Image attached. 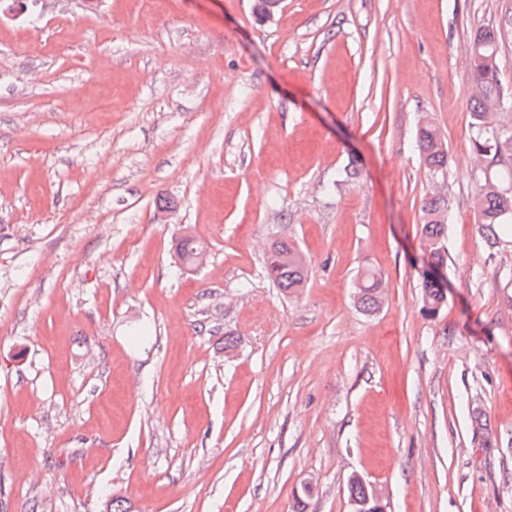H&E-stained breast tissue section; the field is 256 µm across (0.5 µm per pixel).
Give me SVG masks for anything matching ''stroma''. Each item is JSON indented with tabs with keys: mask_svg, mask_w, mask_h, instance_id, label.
<instances>
[{
	"mask_svg": "<svg viewBox=\"0 0 512 512\" xmlns=\"http://www.w3.org/2000/svg\"><path fill=\"white\" fill-rule=\"evenodd\" d=\"M11 2L0 512H295L306 485V512H351L354 475L388 512H512V242L476 222L457 62L500 28L512 95V0H283L262 22L254 0ZM425 118L451 203L433 315ZM280 239L308 264L295 296L265 273ZM417 146L431 179L444 177L448 159L447 148L430 122L419 126ZM381 276L367 270L358 274L355 282V301L362 312L372 314L381 307ZM422 299L425 309L436 312L444 303V289L441 281L432 273H426L422 281Z\"/></svg>",
	"mask_w": 512,
	"mask_h": 512,
	"instance_id": "1",
	"label": "stroma"
}]
</instances>
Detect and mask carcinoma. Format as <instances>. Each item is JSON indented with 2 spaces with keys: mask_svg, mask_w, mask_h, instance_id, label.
Instances as JSON below:
<instances>
[{
  "mask_svg": "<svg viewBox=\"0 0 512 512\" xmlns=\"http://www.w3.org/2000/svg\"><path fill=\"white\" fill-rule=\"evenodd\" d=\"M501 30H478L471 45L470 79L474 89L471 105V127L474 131L472 148L482 160L484 183L475 199L477 223L480 224L490 247L500 244V235L512 236V129L493 127L487 122L492 110L505 108L508 97L499 77L497 55ZM417 146L428 174L436 179L445 175L448 152L436 128L429 122L417 131ZM423 246L435 266L444 264L443 241L448 223V198L432 195L423 200ZM204 246L196 238L183 237L178 246V257L186 264L197 261ZM300 250L287 240L275 242L266 255V270L270 279L284 292L293 294L304 287L308 267L297 260ZM422 299L425 309L433 313L444 303L441 281L427 273L422 281ZM355 301L359 310L372 314L381 307V276L367 270L358 274L355 282ZM348 498L353 512H383L374 497L373 487L359 478L348 481Z\"/></svg>",
  "mask_w": 512,
  "mask_h": 512,
  "instance_id": "obj_1",
  "label": "carcinoma"
}]
</instances>
